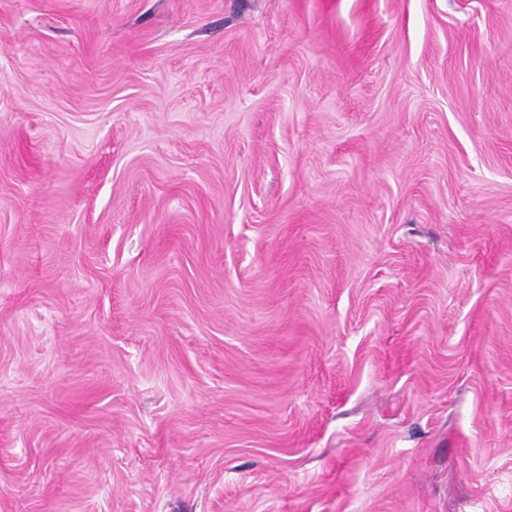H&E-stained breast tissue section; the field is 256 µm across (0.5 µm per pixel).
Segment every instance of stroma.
Here are the masks:
<instances>
[{"label": "stroma", "instance_id": "1", "mask_svg": "<svg viewBox=\"0 0 512 512\" xmlns=\"http://www.w3.org/2000/svg\"><path fill=\"white\" fill-rule=\"evenodd\" d=\"M0 512H512V0H0Z\"/></svg>", "mask_w": 512, "mask_h": 512}]
</instances>
